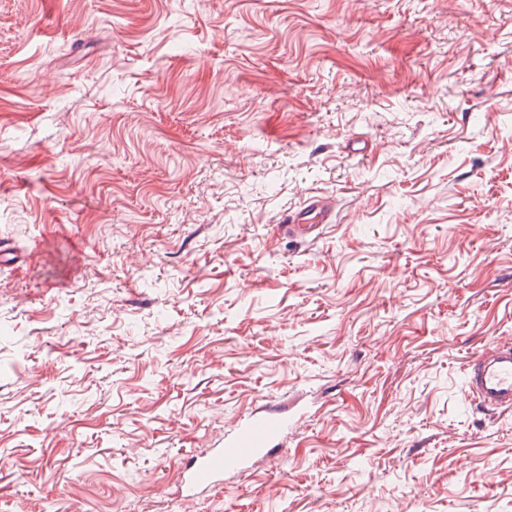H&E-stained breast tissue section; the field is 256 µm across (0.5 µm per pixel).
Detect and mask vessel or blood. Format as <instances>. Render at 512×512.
<instances>
[{"label": "vessel or blood", "mask_w": 512, "mask_h": 512, "mask_svg": "<svg viewBox=\"0 0 512 512\" xmlns=\"http://www.w3.org/2000/svg\"><path fill=\"white\" fill-rule=\"evenodd\" d=\"M334 221L330 202L314 197L304 208L286 216L280 229L288 237L312 240L321 234L324 225ZM465 375L471 402L495 411L512 410L511 343H500L477 353L466 365ZM275 431L276 423L272 419L256 420L242 431L238 447L216 448L208 455L191 461L183 489L185 497H192L199 487L217 484L228 465L254 456L256 444Z\"/></svg>", "instance_id": "1"}]
</instances>
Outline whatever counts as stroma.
<instances>
[{"label": "stroma", "mask_w": 512, "mask_h": 512, "mask_svg": "<svg viewBox=\"0 0 512 512\" xmlns=\"http://www.w3.org/2000/svg\"><path fill=\"white\" fill-rule=\"evenodd\" d=\"M1 238L0 512H512V0H0ZM333 212L327 199L313 197L304 208L286 216L279 229L288 237L312 240L321 234L324 224L335 222ZM468 399L494 411L512 410V344L477 353L465 367ZM275 431L276 423L272 419L256 420L242 431L238 448H215L208 455L191 461L186 466L189 474L183 486V497L186 499L192 497L194 491L201 486L216 485L228 465L257 454L262 448H254V446Z\"/></svg>", "instance_id": "1"}]
</instances>
